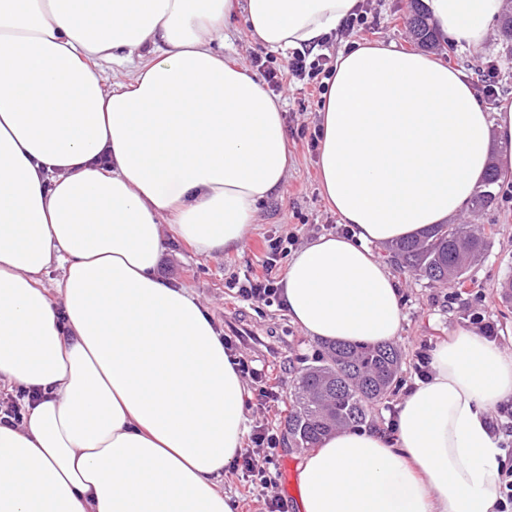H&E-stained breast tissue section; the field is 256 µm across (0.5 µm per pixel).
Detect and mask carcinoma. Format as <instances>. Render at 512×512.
Wrapping results in <instances>:
<instances>
[{"instance_id":"cac0c4a2","label":"carcinoma","mask_w":512,"mask_h":512,"mask_svg":"<svg viewBox=\"0 0 512 512\" xmlns=\"http://www.w3.org/2000/svg\"><path fill=\"white\" fill-rule=\"evenodd\" d=\"M408 25L422 46L437 44L424 12L414 11ZM501 178L499 167L492 166L471 199L473 212L493 204ZM485 250V235L464 224H436L422 237L389 248L399 270L444 285L472 269L465 252ZM402 362V350L388 343H322V353L300 370L289 394L288 439L297 448H315L333 431L368 424L373 406L390 395Z\"/></svg>"}]
</instances>
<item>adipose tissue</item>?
<instances>
[{
    "mask_svg": "<svg viewBox=\"0 0 512 512\" xmlns=\"http://www.w3.org/2000/svg\"><path fill=\"white\" fill-rule=\"evenodd\" d=\"M357 2L0 0V383L37 395L0 424V512H237L218 481L251 393L158 267L170 230L206 254L242 247L288 174L282 104L225 59L229 18L302 49ZM424 4L471 48L503 8ZM129 63L106 87L105 65ZM320 115V187L349 233L290 256L288 315L313 338L387 343L401 291L375 247L459 215L491 142L512 166V100L485 112L435 55L363 40L338 54ZM429 368L391 433L336 431L301 461L300 512H495L512 355L461 328Z\"/></svg>",
    "mask_w": 512,
    "mask_h": 512,
    "instance_id": "obj_1",
    "label": "adipose tissue"
}]
</instances>
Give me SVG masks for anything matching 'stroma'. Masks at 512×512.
I'll return each instance as SVG.
<instances>
[{
	"mask_svg": "<svg viewBox=\"0 0 512 512\" xmlns=\"http://www.w3.org/2000/svg\"><path fill=\"white\" fill-rule=\"evenodd\" d=\"M374 21L370 28L345 34L331 32L320 51L329 56L360 40L396 44L407 51L419 45L404 18L411 13L413 0H367ZM224 56L253 69L258 57L285 62L287 53L271 49L246 36L243 18L229 21L225 30ZM434 54L449 67L465 75L474 89H481L488 61L500 66L499 100L512 99V54L503 50L497 33H490L478 48H464L448 41L437 45ZM284 104V127L290 160L283 188L259 204L256 219L245 244L237 250L200 254L178 239L166 244L158 274L164 280L187 288L200 300L234 352L243 355L253 367L275 375L282 394H289L296 372L311 363L321 350L318 340L309 338L293 324L284 305L278 302L249 303L236 298L226 286L234 275L257 268L268 239L294 236L297 245H305L321 235H337L341 224L327 205L319 185L317 149L310 136L320 126L322 96L303 89L300 83L287 82L278 92ZM456 223L472 224L489 231L487 250L482 261L468 276L453 285L431 284L417 276L396 272L403 293L402 332L396 342L404 351V363L396 387L389 399L375 406L370 427L389 430L391 411L397 408L416 380L413 365L417 353H431L453 332L467 326L468 315L479 311L494 321L498 342L512 353V295L502 290L512 279V170L502 178L495 204L481 214L464 211ZM306 451L281 440L277 466L272 470L274 483L267 492L245 494L240 476L224 474L221 486L238 502V512H269L272 500L284 505V512H300L299 487L288 484V468L299 465Z\"/></svg>",
	"mask_w": 512,
	"mask_h": 512,
	"instance_id": "obj_1",
	"label": "stroma"
}]
</instances>
